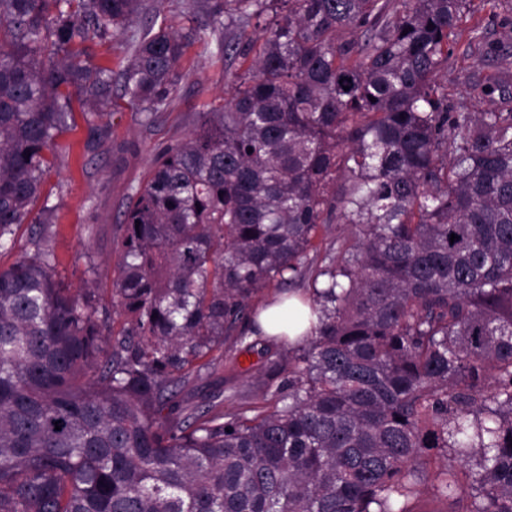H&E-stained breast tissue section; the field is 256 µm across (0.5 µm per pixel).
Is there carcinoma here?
I'll use <instances>...</instances> for the list:
<instances>
[{"label":"carcinoma","instance_id":"carcinoma-1","mask_svg":"<svg viewBox=\"0 0 512 512\" xmlns=\"http://www.w3.org/2000/svg\"><path fill=\"white\" fill-rule=\"evenodd\" d=\"M467 2L196 0L173 29L163 0H0V248L32 226L0 270V512H417L426 485L512 512V77L448 104ZM108 34L119 72L85 47ZM197 42L247 67L125 197L115 333L34 206L73 98L98 131L117 80L153 119ZM271 286L318 320L274 353ZM227 342L266 357L260 400L178 399ZM163 8L160 16L157 19L156 26L158 27L162 22L165 24H172L175 26H189L197 23L205 24L208 22V17L204 12L196 11V13H189L183 15L181 12H192L190 5L194 0H164ZM178 4V5H177ZM30 241L29 224H21L15 230L14 246L11 250L0 251V270L13 265L28 249Z\"/></svg>","mask_w":512,"mask_h":512}]
</instances>
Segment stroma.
<instances>
[{"label": "stroma", "mask_w": 512, "mask_h": 512, "mask_svg": "<svg viewBox=\"0 0 512 512\" xmlns=\"http://www.w3.org/2000/svg\"><path fill=\"white\" fill-rule=\"evenodd\" d=\"M463 24L482 26L488 46L505 55L512 53V24L494 18L486 0H471ZM500 68V63L485 52L461 40L438 80L447 84L451 105L472 111L483 101L472 93L471 82L493 75ZM241 70L240 61H218L212 47L198 43L181 64L183 80L178 97L153 123H142L139 112L120 93H113L109 113L101 121L105 136L98 143L82 112H75L72 127L58 140L42 192L54 209L57 274L66 287L78 290L88 266H95L96 302L111 307L117 261L112 240L121 222L124 197L130 188L142 184L154 152L188 133L193 112L230 97L235 76ZM234 362V367L220 366L198 378L190 388L192 402H208L219 390L238 394L244 402L258 398L263 382L269 378L264 359L257 352L241 351Z\"/></svg>", "instance_id": "obj_1"}]
</instances>
